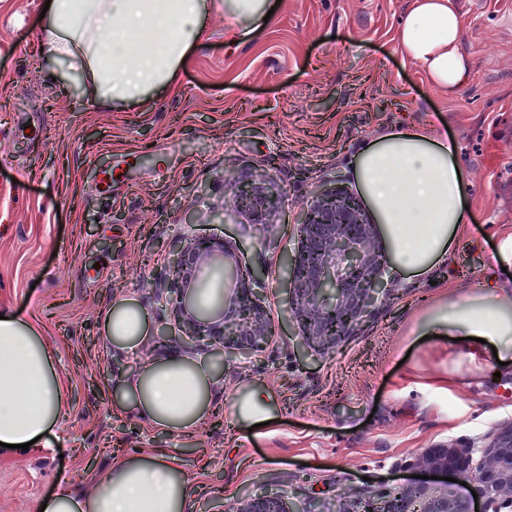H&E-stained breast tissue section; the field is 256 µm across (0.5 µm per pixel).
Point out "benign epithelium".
Segmentation results:
<instances>
[{
	"label": "benign epithelium",
	"instance_id": "obj_1",
	"mask_svg": "<svg viewBox=\"0 0 512 512\" xmlns=\"http://www.w3.org/2000/svg\"><path fill=\"white\" fill-rule=\"evenodd\" d=\"M235 207L256 221L275 210L277 194L252 180L233 182ZM299 240L287 261L290 318L297 326L296 345L304 356L327 357L372 316L388 292L383 256L375 244L374 225L358 198L344 186L319 188L304 208ZM224 244L185 239L174 245L169 261L171 286L158 292L176 314L187 348L210 349L219 374L235 360L262 350L276 335L266 309L251 288L254 279L239 276ZM219 263L224 276L237 281L233 295L220 296L212 306L200 301L199 271ZM411 468L420 475L453 478L452 491L438 499L437 512H469L474 498L483 512H501L512 504V426L496 433L479 458L469 447L431 448ZM423 491L422 481L401 488L371 491L381 512H411ZM235 512H290L277 494L236 504Z\"/></svg>",
	"mask_w": 512,
	"mask_h": 512
}]
</instances>
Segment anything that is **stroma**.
Segmentation results:
<instances>
[{"mask_svg": "<svg viewBox=\"0 0 512 512\" xmlns=\"http://www.w3.org/2000/svg\"><path fill=\"white\" fill-rule=\"evenodd\" d=\"M45 0H0V312L29 318L54 348L66 387L60 430L43 448L0 456V512H37L66 488L92 489L118 456L165 448L188 477L190 512H233L237 498L316 497L344 512L394 488L430 448L488 445L512 426V347L470 350L442 314L512 266L495 264L512 232V0H457L468 80L429 86L399 52L410 0H279L247 43L216 6L180 69L181 89L145 106L90 103L78 62L45 57ZM455 142L466 179L470 236L426 273L386 266L393 293L328 357L296 349L281 261L318 187L356 190L358 153L405 126ZM124 180L99 194L102 169ZM254 179L280 192L255 224L229 190ZM226 243L243 275L261 274L277 334L210 381L208 427L175 435L137 411L115 413L112 385L186 352L168 287L165 241ZM148 321L142 339L113 343L119 306ZM275 399L270 424L230 429L231 401L249 385Z\"/></svg>", "mask_w": 512, "mask_h": 512, "instance_id": "obj_1", "label": "stroma"}]
</instances>
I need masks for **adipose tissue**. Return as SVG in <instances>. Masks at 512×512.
Masks as SVG:
<instances>
[{"mask_svg":"<svg viewBox=\"0 0 512 512\" xmlns=\"http://www.w3.org/2000/svg\"><path fill=\"white\" fill-rule=\"evenodd\" d=\"M214 0H51L40 42L53 59L77 60L92 104L145 103L150 91L175 90L179 70L203 33ZM236 20L233 41L264 26L267 0H224ZM463 18L455 0H411L398 46L431 86L454 90L468 76L458 46ZM143 35L140 64L126 61L129 34ZM359 190L373 203L398 272L424 273L455 249L468 230L466 180L455 145L410 127L383 135L356 160ZM484 295L452 302L443 319L456 337L485 340L512 335V293L483 283ZM209 375L173 358L145 368L136 383L117 382L115 405L138 410L171 433L206 418ZM64 391L56 353L26 319H0V442L23 444L48 435L62 418ZM234 421L252 426L274 411L265 388L252 385L233 400ZM44 512H189L188 479L163 448L114 461L89 492L51 496Z\"/></svg>","mask_w":512,"mask_h":512,"instance_id":"1","label":"adipose tissue"}]
</instances>
